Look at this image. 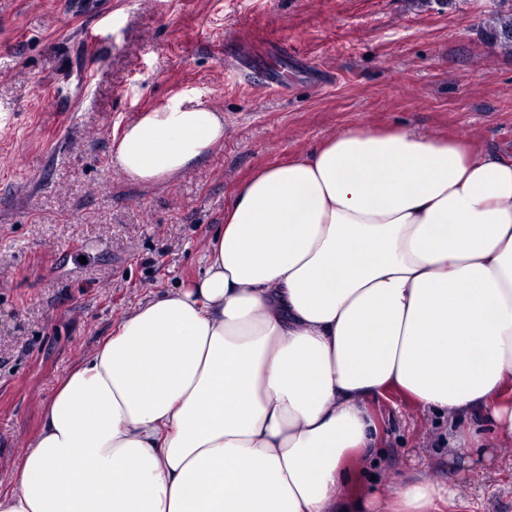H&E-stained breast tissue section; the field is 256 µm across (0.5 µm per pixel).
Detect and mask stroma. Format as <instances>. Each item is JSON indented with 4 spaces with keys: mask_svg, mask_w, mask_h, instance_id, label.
<instances>
[{
    "mask_svg": "<svg viewBox=\"0 0 512 512\" xmlns=\"http://www.w3.org/2000/svg\"><path fill=\"white\" fill-rule=\"evenodd\" d=\"M512 0H0V481L59 383L141 300L197 276L253 172L355 124L512 154ZM178 97L224 141L168 182L111 147ZM86 256L78 263L76 254ZM374 463L338 495L451 486L444 512H512V443L457 451L400 393L375 406ZM488 36L504 50L512 53V11L494 19Z\"/></svg>",
    "mask_w": 512,
    "mask_h": 512,
    "instance_id": "1",
    "label": "stroma"
}]
</instances>
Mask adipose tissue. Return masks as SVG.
Listing matches in <instances>:
<instances>
[{
	"mask_svg": "<svg viewBox=\"0 0 512 512\" xmlns=\"http://www.w3.org/2000/svg\"><path fill=\"white\" fill-rule=\"evenodd\" d=\"M224 139L188 99L144 113L118 166L163 183ZM512 441V157L353 124L251 174L200 274L138 304L63 379L0 512H355L389 392ZM451 489L390 488L387 512Z\"/></svg>",
	"mask_w": 512,
	"mask_h": 512,
	"instance_id": "1",
	"label": "adipose tissue"
}]
</instances>
